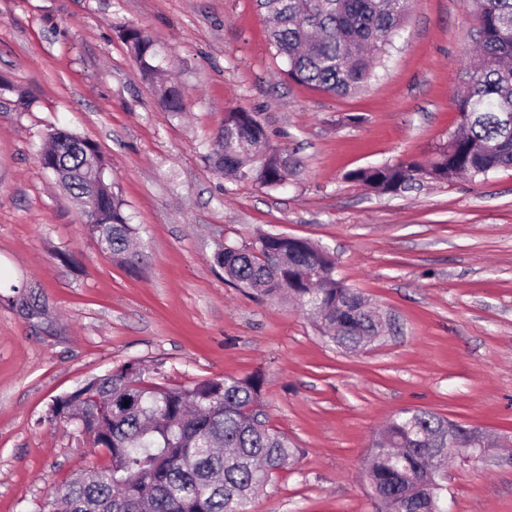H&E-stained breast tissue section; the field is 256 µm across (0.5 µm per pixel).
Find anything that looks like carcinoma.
Instances as JSON below:
<instances>
[{"mask_svg":"<svg viewBox=\"0 0 512 512\" xmlns=\"http://www.w3.org/2000/svg\"><path fill=\"white\" fill-rule=\"evenodd\" d=\"M412 0H256L271 22L269 41L286 60L289 79L346 96L365 89L385 68ZM479 54L469 57L459 84V130L436 149L429 167L415 161L368 166L346 178L368 190L390 193L421 173L449 181L461 174L484 179L512 168V0H476ZM123 37L143 78L158 87L166 111H185L181 86L167 84L153 41L135 26ZM66 139L55 177L84 210L85 230L105 253L130 265L142 256L130 245L139 236L112 184L96 178L105 159L90 138L55 129L39 155ZM258 154L241 155L243 141ZM206 159L241 182L281 188L296 162L274 147L254 115L225 113ZM224 280L270 299L294 298L322 335L353 350L382 333L358 290L336 278V261L301 238L264 233L213 256ZM30 316L46 315L41 294L16 296ZM263 379L212 378L179 387L148 381V370L126 362L53 400L50 418L65 419L104 448L109 463L66 481L56 490L64 512H253L273 476L295 464L299 449L273 432L261 403ZM455 422L408 409L372 440L365 474L382 512H447L442 496L448 472V429Z\"/></svg>","mask_w":512,"mask_h":512,"instance_id":"cac0c4a2","label":"carcinoma"}]
</instances>
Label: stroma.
<instances>
[{
  "label": "stroma",
  "instance_id": "35a3bbf8",
  "mask_svg": "<svg viewBox=\"0 0 512 512\" xmlns=\"http://www.w3.org/2000/svg\"><path fill=\"white\" fill-rule=\"evenodd\" d=\"M145 29L186 88L171 115L122 39ZM473 0H414L380 78L334 97L288 79L254 0H0V512H37L108 463L52 401L136 361L165 383L264 380L270 427L301 450L254 512H377L364 470L393 416L425 409L512 439V169L418 178L378 193L349 171L428 164L457 123ZM253 113L297 161L270 189L205 155L226 112ZM65 128L98 143L140 228L132 271L103 253L82 208L38 160ZM277 231L336 259L389 321L349 352L294 301L224 280L213 255ZM35 289L48 314L10 298ZM448 464V512H512V447Z\"/></svg>",
  "mask_w": 512,
  "mask_h": 512
}]
</instances>
